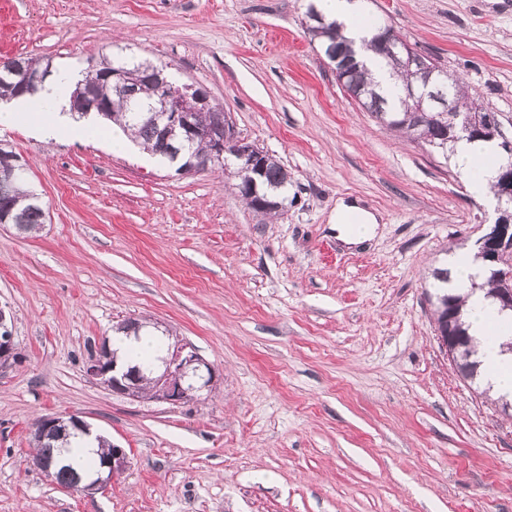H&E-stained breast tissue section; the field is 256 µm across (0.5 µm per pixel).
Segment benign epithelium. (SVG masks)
<instances>
[{
    "instance_id": "benign-epithelium-1",
    "label": "benign epithelium",
    "mask_w": 512,
    "mask_h": 512,
    "mask_svg": "<svg viewBox=\"0 0 512 512\" xmlns=\"http://www.w3.org/2000/svg\"><path fill=\"white\" fill-rule=\"evenodd\" d=\"M403 61L407 68L414 69L415 76L430 82L435 70L428 66L423 57L418 55L406 42L401 41ZM103 78L112 83V88L120 91L129 102H137L139 76L117 67H105L101 71ZM5 75L12 79L22 91H34L48 76V72H32L19 66L5 69ZM153 80L159 85L160 93L155 101L145 108L149 117L159 127L164 143L173 141L185 143L194 139L209 142V153L204 157H190L179 168L182 173L199 172L224 162L230 157L236 167L247 174L249 187L257 191L256 176L260 173L259 160L263 152L254 144L238 135L229 113H217L211 125L196 123L198 113L214 110L208 92L196 84L176 85L163 77V72L154 71ZM498 201L500 204L512 203V166L502 168L499 176ZM498 217L488 233L478 239V254L487 262L494 263L504 253L512 252V212L497 209ZM500 288L496 298L504 309L512 310V267L497 272ZM5 313L0 310V372L10 369L18 354L13 336L8 327L3 325ZM89 376L98 380L106 388L127 396L133 400L149 398L166 404H178L189 394H198L210 389L216 378L212 366L189 344L176 341L170 345L167 354L160 358L155 367V388L152 394L143 396L139 389L137 375L130 368L117 362L106 361L104 350L93 355L86 367ZM90 430V425L77 417L64 418L46 415L34 425L33 436L42 440L66 432L68 429ZM128 457L124 449L112 448V454L104 459L101 469L94 475L79 478L71 484L58 487L63 493L106 490L112 479L124 471Z\"/></svg>"
}]
</instances>
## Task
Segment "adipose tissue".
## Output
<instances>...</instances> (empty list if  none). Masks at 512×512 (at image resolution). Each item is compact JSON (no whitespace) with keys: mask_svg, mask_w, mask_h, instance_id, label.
I'll use <instances>...</instances> for the list:
<instances>
[{"mask_svg":"<svg viewBox=\"0 0 512 512\" xmlns=\"http://www.w3.org/2000/svg\"><path fill=\"white\" fill-rule=\"evenodd\" d=\"M318 10L343 25L346 38L359 42L373 35L366 14L358 0H317ZM74 89L72 75L58 74L48 79L41 90L0 105V126L12 127L26 122L41 140L51 142L75 132L86 138L99 134L98 121L88 116L77 118L71 106ZM454 156L466 179L471 196L493 201L495 167L489 159L491 144L458 141ZM331 221L339 239L356 245L372 239L377 230L375 216L351 202H339ZM451 285L464 298L462 321L471 338L472 359L477 362L483 388L498 400H512V313L499 311L498 304L486 291L477 289L486 266L476 250L460 249L448 259Z\"/></svg>","mask_w":512,"mask_h":512,"instance_id":"obj_1","label":"adipose tissue"}]
</instances>
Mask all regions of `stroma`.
<instances>
[{"label":"stroma","mask_w":512,"mask_h":512,"mask_svg":"<svg viewBox=\"0 0 512 512\" xmlns=\"http://www.w3.org/2000/svg\"><path fill=\"white\" fill-rule=\"evenodd\" d=\"M310 0H0V61L82 75L117 56L205 87L291 184L269 217L227 174L183 175L107 137L23 125L39 234L0 224V512H512V417L442 352L426 289L497 213L454 160L381 125L305 30ZM463 76L512 135V0H363ZM378 219L347 245L339 200ZM149 318L217 373L178 405L85 372L113 325ZM75 414L124 448L106 492L57 491L30 430ZM4 317V311L0 310V372H4L10 369L15 363L16 355L19 353L13 342V336H11V332L3 323Z\"/></svg>","instance_id":"1"}]
</instances>
